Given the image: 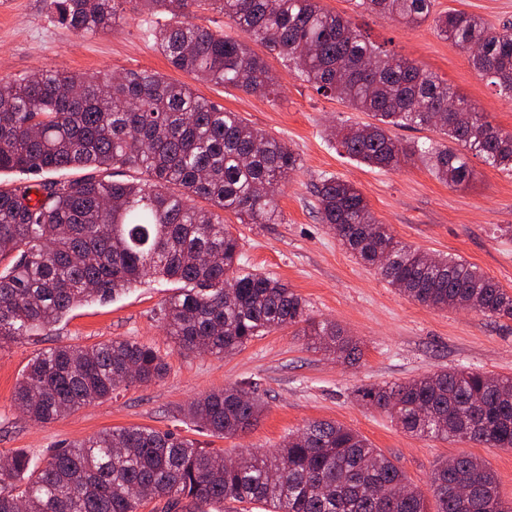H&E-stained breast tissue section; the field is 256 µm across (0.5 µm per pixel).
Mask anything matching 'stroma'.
<instances>
[{"mask_svg": "<svg viewBox=\"0 0 512 512\" xmlns=\"http://www.w3.org/2000/svg\"><path fill=\"white\" fill-rule=\"evenodd\" d=\"M48 3L0 0V82L39 69L112 75L156 71L190 84L201 97L285 141L299 154L302 167L277 191L280 223L243 224L230 212L224 220L240 239L245 268L270 275L299 294L308 316L335 322L358 339L362 357L354 365L338 361L310 345L293 327L256 338L229 356L176 349L161 310L177 285L151 277L109 301L75 307L40 334L0 345V456L19 450L37 467L51 450L105 429L130 426L171 430L227 456L269 454L308 422L333 420L390 457L424 496L432 494L434 466L465 451L490 463L502 497L512 501V451L407 434L356 395L361 388L443 369L512 377V320L412 301L340 245L334 231L321 223L313 193L321 177L346 180L363 193L376 220L389 225L398 240L431 255L459 256L512 291V238L500 233L512 225V175L473 157L472 182L455 190L436 179L419 159L391 170L361 164L337 149L330 131L335 126L369 124L371 116L317 94L290 73L280 57H266L281 83L278 95L269 99L196 81L174 69L155 43L167 15L130 13L118 29L79 35ZM320 4L348 18L389 55L436 73L485 112L494 126L512 131V100L498 95L464 51L437 35L432 22L409 26L356 7L354 0ZM452 10L477 15L495 28L512 25V0H434L435 13ZM115 339L157 349L166 359V376L131 384L107 400L45 424L31 422L16 409L14 388L36 354L58 345L91 346ZM248 382L257 383L266 408L246 433L214 436L185 418L184 411L195 398Z\"/></svg>", "mask_w": 512, "mask_h": 512, "instance_id": "stroma-1", "label": "stroma"}]
</instances>
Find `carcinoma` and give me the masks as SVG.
Here are the masks:
<instances>
[{
    "label": "carcinoma",
    "mask_w": 512,
    "mask_h": 512,
    "mask_svg": "<svg viewBox=\"0 0 512 512\" xmlns=\"http://www.w3.org/2000/svg\"><path fill=\"white\" fill-rule=\"evenodd\" d=\"M126 5L169 15L155 39L175 69L248 93H277L278 76L246 42L188 21L195 8L224 13L294 64L318 94L371 113L375 123L333 133L358 162L394 169L417 156L450 188L470 182V154L512 174V131L494 126L437 74L381 56L318 0H51L63 24L85 33L118 27ZM359 5L405 24L432 20L512 99L511 26L491 28L463 11L435 15L433 0ZM428 127L446 142L425 146L391 135L393 128ZM126 166L145 178L37 179L63 168ZM300 167L285 142L155 71L116 78L49 69L0 85V172L31 176L0 188V345L155 274L183 284L164 307L180 350L228 354L303 323L312 345L358 362L362 350L336 323L308 319L303 299L279 280L240 268L239 238L224 223L226 212L242 224L278 223L277 189ZM314 194L321 222L340 245L411 300L512 319L511 293L459 257L433 258L397 240L353 185L326 176ZM199 199L209 207L196 205ZM166 372L160 352L135 341L56 346L27 364L14 405L47 423ZM359 396L407 433L512 450V378L441 370ZM263 409L257 388L227 386L191 402L185 416L229 437L251 429ZM7 460L0 485L13 490L0 492V512H20L21 502L25 512H137L145 494L166 501V512H205L204 504L226 502L258 503L265 512H512L487 462L465 452L434 467L429 508L401 469L335 421L309 423L270 456L226 459L171 431L123 427L54 451L33 472L22 452Z\"/></svg>",
    "instance_id": "carcinoma-1"
}]
</instances>
